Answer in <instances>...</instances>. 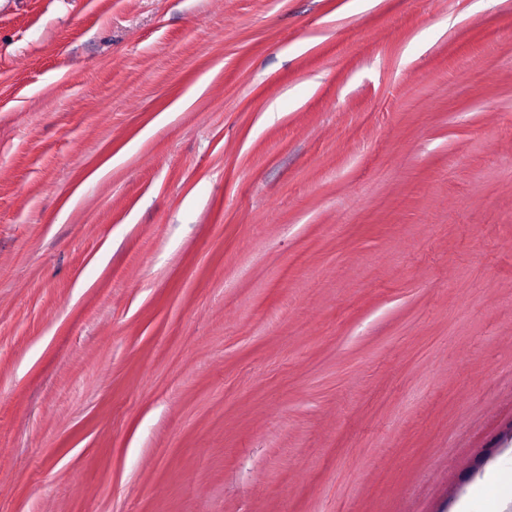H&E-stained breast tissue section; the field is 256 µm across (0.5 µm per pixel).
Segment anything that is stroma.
<instances>
[{
    "mask_svg": "<svg viewBox=\"0 0 512 512\" xmlns=\"http://www.w3.org/2000/svg\"><path fill=\"white\" fill-rule=\"evenodd\" d=\"M495 472L512 0H0V512H512Z\"/></svg>",
    "mask_w": 512,
    "mask_h": 512,
    "instance_id": "35a3bbf8",
    "label": "stroma"
}]
</instances>
